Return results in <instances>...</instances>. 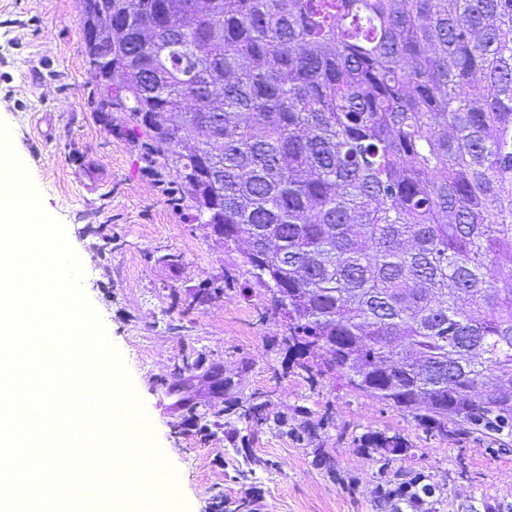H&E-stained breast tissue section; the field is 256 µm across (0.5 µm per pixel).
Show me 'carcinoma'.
Masks as SVG:
<instances>
[{"instance_id":"cac0c4a2","label":"carcinoma","mask_w":512,"mask_h":512,"mask_svg":"<svg viewBox=\"0 0 512 512\" xmlns=\"http://www.w3.org/2000/svg\"><path fill=\"white\" fill-rule=\"evenodd\" d=\"M131 2L89 64L246 241L288 346L428 431L511 438L512 0ZM373 444L386 467L401 442ZM434 495L417 478L391 508Z\"/></svg>"}]
</instances>
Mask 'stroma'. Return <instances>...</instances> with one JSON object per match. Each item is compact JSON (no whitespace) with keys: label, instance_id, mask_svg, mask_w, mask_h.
Returning <instances> with one entry per match:
<instances>
[{"label":"stroma","instance_id":"35a3bbf8","mask_svg":"<svg viewBox=\"0 0 512 512\" xmlns=\"http://www.w3.org/2000/svg\"><path fill=\"white\" fill-rule=\"evenodd\" d=\"M0 121L63 223L83 288L119 350L175 482L178 512H390L387 484L422 477L435 512H512V446L449 429L303 372L246 246L193 223L172 169L149 167L84 52L80 0H0ZM214 293L203 303L200 286ZM267 310L259 320V310ZM204 357L186 370L185 361ZM266 395L270 423L241 404ZM204 419H197L195 410ZM400 439L381 468L371 436Z\"/></svg>","mask_w":512,"mask_h":512}]
</instances>
